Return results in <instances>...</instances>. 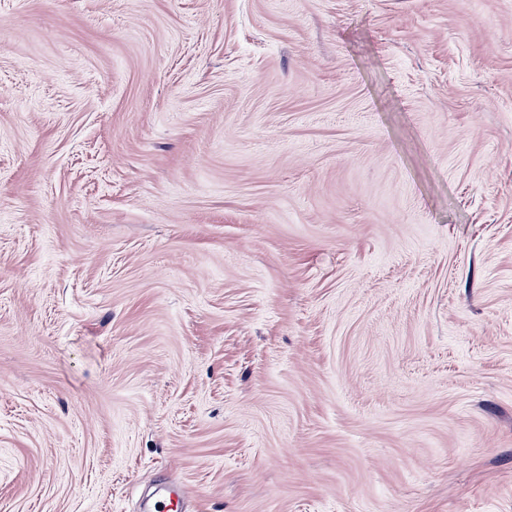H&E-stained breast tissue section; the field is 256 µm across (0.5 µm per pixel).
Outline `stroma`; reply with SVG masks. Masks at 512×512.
I'll return each mask as SVG.
<instances>
[{
	"instance_id": "1",
	"label": "stroma",
	"mask_w": 512,
	"mask_h": 512,
	"mask_svg": "<svg viewBox=\"0 0 512 512\" xmlns=\"http://www.w3.org/2000/svg\"><path fill=\"white\" fill-rule=\"evenodd\" d=\"M512 512V0H0V512Z\"/></svg>"
}]
</instances>
